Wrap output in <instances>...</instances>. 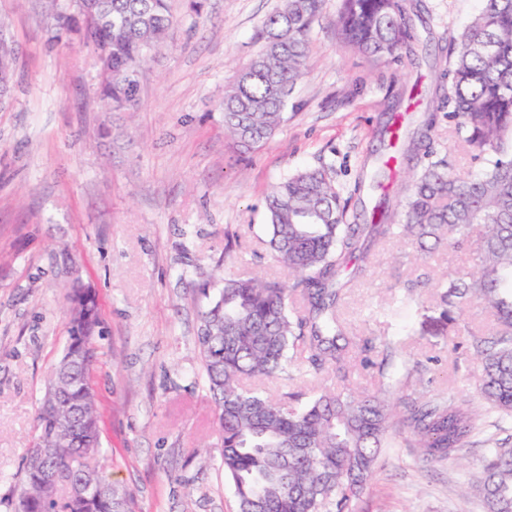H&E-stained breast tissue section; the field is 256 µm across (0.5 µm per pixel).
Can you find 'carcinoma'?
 <instances>
[{
	"label": "carcinoma",
	"instance_id": "cac0c4a2",
	"mask_svg": "<svg viewBox=\"0 0 512 512\" xmlns=\"http://www.w3.org/2000/svg\"><path fill=\"white\" fill-rule=\"evenodd\" d=\"M79 0L58 6L46 0L49 40L58 43L79 24ZM324 0H282L262 27L261 45L224 92V130L246 150L260 147L288 121V100L307 65L311 25ZM472 21L450 41L448 65L419 117L403 124L402 98L386 105L380 146L369 171L343 196L329 167L305 168L279 182L266 200L269 244L293 276L282 284L262 278L220 276L219 291L199 315L197 342L220 433L224 479L238 512H353L374 472L383 445L405 430L409 446L427 462H440L471 444L480 414L470 400L413 403L404 412L382 393L355 395L323 388L308 400L300 392L269 398L249 380L281 376L300 363L320 378L331 369L345 379L350 342L337 317L345 272L355 278L371 263L372 248L394 237L420 249L458 250L473 256L470 268L437 283L443 316H463L479 301L496 316L484 334H469L481 361L478 397L488 414L512 417V0H480ZM86 23L105 74L102 93L113 108H134L138 90L129 75L146 61L145 49L161 48L174 19L167 0H88ZM342 40L387 65L416 66L427 24L423 0H340L334 19ZM15 50L0 44V106L12 98ZM474 160L494 154L474 177L459 176L433 148L439 111ZM411 171L400 194L387 193L397 167ZM360 204L349 223L352 200ZM99 320L95 298L82 320L70 323L76 350L62 383L59 417L39 409V445L57 461L101 453V413L90 374ZM107 494L46 501L35 475L24 470L17 497L30 512H132L133 496L95 469ZM469 488L486 512H512V448L484 457Z\"/></svg>",
	"mask_w": 512,
	"mask_h": 512
}]
</instances>
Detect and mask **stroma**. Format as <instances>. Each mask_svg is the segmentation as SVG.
Returning <instances> with one entry per match:
<instances>
[{"instance_id": "1", "label": "stroma", "mask_w": 512, "mask_h": 512, "mask_svg": "<svg viewBox=\"0 0 512 512\" xmlns=\"http://www.w3.org/2000/svg\"><path fill=\"white\" fill-rule=\"evenodd\" d=\"M281 0H168L175 20L165 49L139 74L140 105L107 112L99 68L79 42H47L41 0H0L17 50L14 100L0 109V512L36 441L51 367L69 338L70 297L96 296L100 334L91 380L113 484L134 512H236L220 461L214 405L202 371L198 315L216 268L247 279H288L272 258L266 197L303 168L329 165L352 189L379 145L387 98L424 111L411 87H433L451 36L477 0H426L434 39L420 68L390 67L339 40L325 0L312 27L304 77L288 120L262 147L240 154L224 134V90L258 47ZM338 315L350 335L379 345L372 367L354 364L339 390L385 393L396 406L475 396L480 364L466 336L443 324L435 280L470 266L462 251L420 256L407 240L375 246ZM431 282L416 285L421 273ZM267 379L268 395H313L324 384L292 366ZM473 447L423 462L407 435L383 448L354 512H485L468 493L490 447L512 448V418H483Z\"/></svg>"}]
</instances>
